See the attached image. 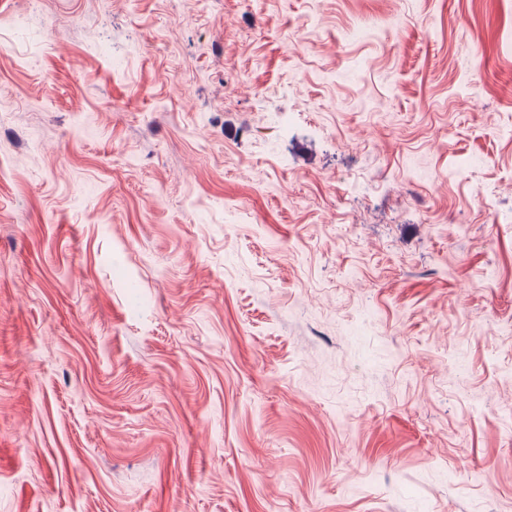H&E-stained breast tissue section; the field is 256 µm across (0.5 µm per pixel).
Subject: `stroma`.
<instances>
[{
	"label": "stroma",
	"mask_w": 512,
	"mask_h": 512,
	"mask_svg": "<svg viewBox=\"0 0 512 512\" xmlns=\"http://www.w3.org/2000/svg\"><path fill=\"white\" fill-rule=\"evenodd\" d=\"M0 512H512V0H0Z\"/></svg>",
	"instance_id": "stroma-1"
}]
</instances>
